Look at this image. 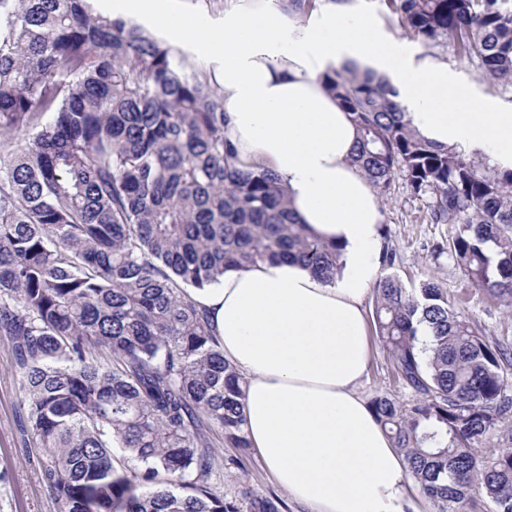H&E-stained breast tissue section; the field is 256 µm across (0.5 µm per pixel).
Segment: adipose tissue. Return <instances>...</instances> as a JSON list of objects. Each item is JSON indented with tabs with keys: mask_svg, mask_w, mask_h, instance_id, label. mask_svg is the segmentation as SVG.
<instances>
[{
	"mask_svg": "<svg viewBox=\"0 0 512 512\" xmlns=\"http://www.w3.org/2000/svg\"><path fill=\"white\" fill-rule=\"evenodd\" d=\"M177 57L203 62L224 97V137L243 170L285 186L296 219L341 247L333 281L299 263L229 269L197 292L243 377L244 431L275 484L304 512H403L409 481L359 388L370 363L364 300L377 276L383 215L352 164L357 131L323 77L343 64L388 78L424 140L512 168V110L492 109L447 64L387 36L353 0L292 17L278 0H225L220 24L182 0H101Z\"/></svg>",
	"mask_w": 512,
	"mask_h": 512,
	"instance_id": "obj_1",
	"label": "adipose tissue"
}]
</instances>
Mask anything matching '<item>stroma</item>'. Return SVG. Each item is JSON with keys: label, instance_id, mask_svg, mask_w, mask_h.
I'll return each instance as SVG.
<instances>
[{"label": "stroma", "instance_id": "stroma-1", "mask_svg": "<svg viewBox=\"0 0 512 512\" xmlns=\"http://www.w3.org/2000/svg\"><path fill=\"white\" fill-rule=\"evenodd\" d=\"M430 54L447 63L459 87L475 99L495 108H512V93L496 91L481 83L477 68L457 61L451 49L434 47ZM380 206L381 230L396 253L391 274L409 286L428 279L441 284L463 318L482 327L490 340L512 347V309L479 291L448 257L433 255V244L450 236L452 226L431 223L425 199L411 198L400 176L393 182L390 195L381 198ZM360 392L368 401L386 396L405 404L412 398L398 382L393 364L379 341L371 343L369 370ZM212 440L219 448L209 478L215 491L237 495L239 480L244 477L256 491L275 493L276 488L257 451H250L238 466L232 462L236 451L225 447L223 434L214 432ZM39 464V452L24 430L10 340L0 336V512H56L51 493L41 480Z\"/></svg>", "mask_w": 512, "mask_h": 512}]
</instances>
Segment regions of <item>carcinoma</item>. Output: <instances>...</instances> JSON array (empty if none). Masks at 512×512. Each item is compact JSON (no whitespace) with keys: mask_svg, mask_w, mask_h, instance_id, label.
I'll return each mask as SVG.
<instances>
[{"mask_svg":"<svg viewBox=\"0 0 512 512\" xmlns=\"http://www.w3.org/2000/svg\"><path fill=\"white\" fill-rule=\"evenodd\" d=\"M426 47L512 89V0H383ZM384 196L430 198L433 246L512 306V169L421 139L384 77L324 76ZM340 247L294 221L268 171L231 163L214 84L92 0H0V336L56 512H282L215 492L212 430L247 448L244 383L204 290L228 268L300 261L326 280ZM376 335L410 404L370 402L433 512H512V380L500 345L434 281L373 288Z\"/></svg>","mask_w":512,"mask_h":512,"instance_id":"carcinoma-1","label":"carcinoma"}]
</instances>
